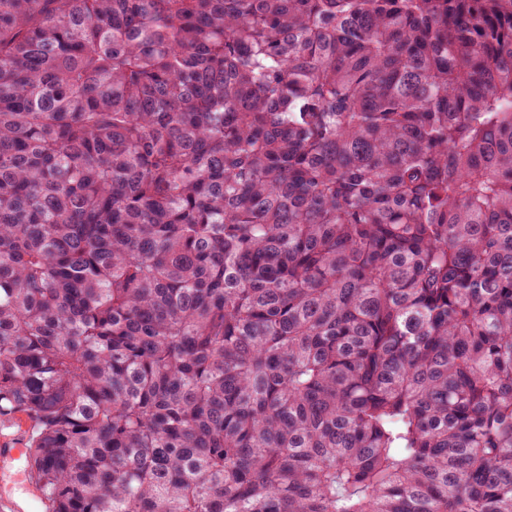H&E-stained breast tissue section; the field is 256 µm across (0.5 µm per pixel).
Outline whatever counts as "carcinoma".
Masks as SVG:
<instances>
[{
	"label": "carcinoma",
	"instance_id": "cac0c4a2",
	"mask_svg": "<svg viewBox=\"0 0 512 512\" xmlns=\"http://www.w3.org/2000/svg\"><path fill=\"white\" fill-rule=\"evenodd\" d=\"M49 512H512V0H0V420ZM19 415H24L23 412H17L14 414V417L10 420V422L0 423V444L1 441L8 442H24L26 445H29V440L32 435L33 426L25 427L14 423V418Z\"/></svg>",
	"mask_w": 512,
	"mask_h": 512
}]
</instances>
